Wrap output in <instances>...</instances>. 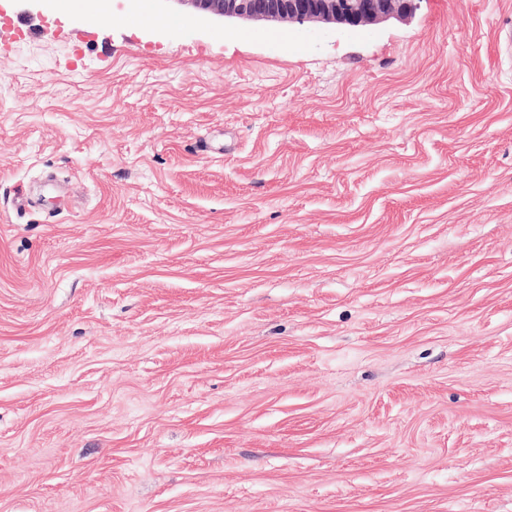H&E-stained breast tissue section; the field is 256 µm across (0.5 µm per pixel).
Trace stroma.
<instances>
[{
  "label": "stroma",
  "instance_id": "1",
  "mask_svg": "<svg viewBox=\"0 0 512 512\" xmlns=\"http://www.w3.org/2000/svg\"><path fill=\"white\" fill-rule=\"evenodd\" d=\"M508 24L0 0V512H512Z\"/></svg>",
  "mask_w": 512,
  "mask_h": 512
}]
</instances>
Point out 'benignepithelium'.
Instances as JSON below:
<instances>
[{
  "instance_id": "obj_1",
  "label": "benign epithelium",
  "mask_w": 512,
  "mask_h": 512,
  "mask_svg": "<svg viewBox=\"0 0 512 512\" xmlns=\"http://www.w3.org/2000/svg\"><path fill=\"white\" fill-rule=\"evenodd\" d=\"M198 10L215 15L280 18L290 21L334 20L350 33H363L369 26L397 14L407 16L416 0H187Z\"/></svg>"
}]
</instances>
